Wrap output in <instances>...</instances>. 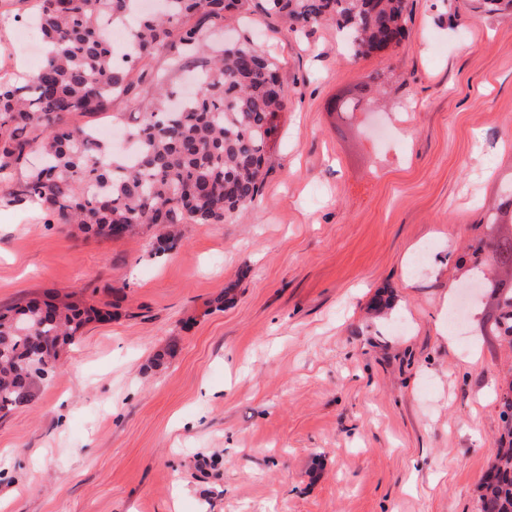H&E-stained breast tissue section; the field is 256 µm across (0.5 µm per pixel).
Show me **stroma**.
<instances>
[{"label": "stroma", "instance_id": "35a3bbf8", "mask_svg": "<svg viewBox=\"0 0 512 512\" xmlns=\"http://www.w3.org/2000/svg\"><path fill=\"white\" fill-rule=\"evenodd\" d=\"M28 9L0 0V53L36 68ZM240 37L288 91L246 218L157 254L0 202V307L110 309L0 418V512H479L512 346L471 253L512 183V9L408 0L400 45L357 58L255 9L213 46ZM374 78L380 109L329 112Z\"/></svg>", "mask_w": 512, "mask_h": 512}]
</instances>
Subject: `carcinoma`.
<instances>
[{
	"label": "carcinoma",
	"mask_w": 512,
	"mask_h": 512,
	"mask_svg": "<svg viewBox=\"0 0 512 512\" xmlns=\"http://www.w3.org/2000/svg\"><path fill=\"white\" fill-rule=\"evenodd\" d=\"M248 0H166L159 15H139L124 58L104 36L138 12V0H32L31 19L46 53L36 74L0 79V186L10 203L38 205L58 224L111 238L156 226L152 249H174L177 224H222L256 202L269 142L288 94L277 65L243 38L216 57L210 29ZM265 11L291 22H334L354 55L382 51L405 36L407 0H265ZM170 55L198 69L195 96L171 107L175 86L148 79L145 60ZM375 82L360 85L330 110L362 107ZM122 96L138 121L128 130L135 158L118 157L69 115H96ZM512 190L487 215L494 278L493 332L512 344ZM108 313L60 298H34L0 312V415L29 404L37 385L57 369L63 345ZM505 431L479 487V512H512V395L502 399Z\"/></svg>",
	"instance_id": "cac0c4a2"
}]
</instances>
